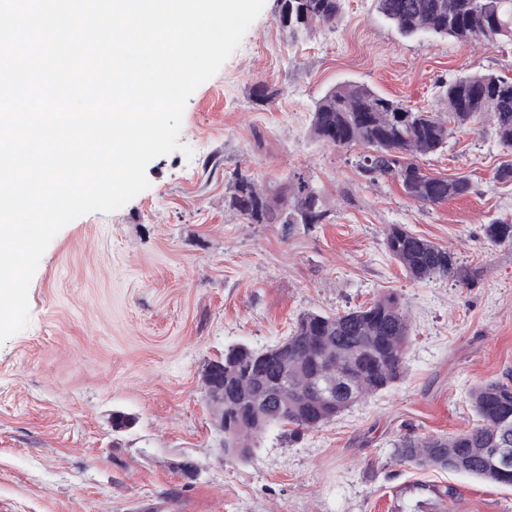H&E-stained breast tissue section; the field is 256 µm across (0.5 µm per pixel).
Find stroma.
<instances>
[{
    "label": "stroma",
    "instance_id": "1",
    "mask_svg": "<svg viewBox=\"0 0 512 512\" xmlns=\"http://www.w3.org/2000/svg\"><path fill=\"white\" fill-rule=\"evenodd\" d=\"M265 6L185 107L175 151L149 189L90 213L51 241L28 291L29 323L0 345V512H416L419 484L452 489L432 512H512V487L400 462L406 435L473 428L471 389L512 380V160L491 123L417 156L426 174L465 176L471 194L433 205L370 183L360 147L311 131L316 102L352 82L445 111L439 85L512 76V43L402 35L376 0H344L335 28L289 42ZM266 84L273 96L257 99ZM270 195L309 179L332 208L320 224H252L224 198L236 174ZM450 249L471 272L410 279L384 246L389 225ZM396 294L411 338L398 381L317 429L270 427L248 458L225 457L203 398L205 366L228 347L283 340L304 312L342 313ZM128 414L125 429L114 412ZM197 467L182 475L179 463Z\"/></svg>",
    "mask_w": 512,
    "mask_h": 512
}]
</instances>
